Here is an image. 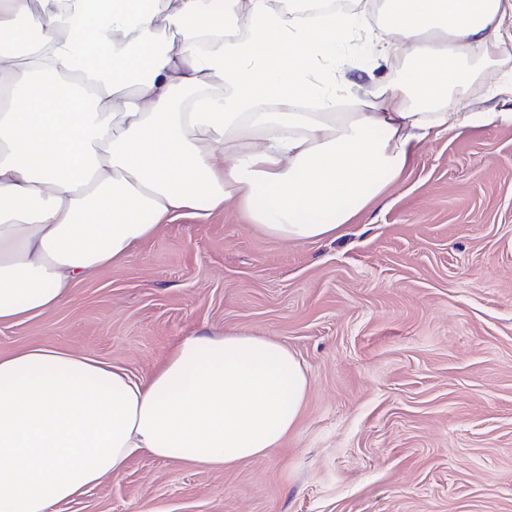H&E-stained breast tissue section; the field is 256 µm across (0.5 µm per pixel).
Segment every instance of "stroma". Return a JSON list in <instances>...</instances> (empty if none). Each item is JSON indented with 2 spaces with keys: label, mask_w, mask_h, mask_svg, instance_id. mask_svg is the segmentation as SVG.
Returning a JSON list of instances; mask_svg holds the SVG:
<instances>
[{
  "label": "stroma",
  "mask_w": 512,
  "mask_h": 512,
  "mask_svg": "<svg viewBox=\"0 0 512 512\" xmlns=\"http://www.w3.org/2000/svg\"><path fill=\"white\" fill-rule=\"evenodd\" d=\"M284 345L309 390L279 448L232 468L132 457L57 512H512V125L443 132L333 240L234 209L162 225L0 355L66 348L148 378L183 337Z\"/></svg>",
  "instance_id": "stroma-1"
}]
</instances>
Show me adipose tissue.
Returning <instances> with one entry per match:
<instances>
[{
  "label": "adipose tissue",
  "instance_id": "adipose-tissue-1",
  "mask_svg": "<svg viewBox=\"0 0 512 512\" xmlns=\"http://www.w3.org/2000/svg\"><path fill=\"white\" fill-rule=\"evenodd\" d=\"M0 0V324L45 314L184 212L264 235L344 234L503 71L512 0ZM175 29L171 47L160 37ZM365 42L367 82L336 57ZM308 377L282 343L181 339L144 381L71 350L0 355V512H51L139 452L231 468L279 447Z\"/></svg>",
  "mask_w": 512,
  "mask_h": 512
}]
</instances>
